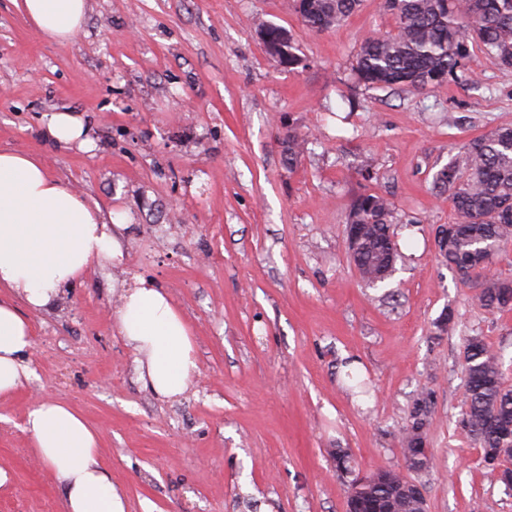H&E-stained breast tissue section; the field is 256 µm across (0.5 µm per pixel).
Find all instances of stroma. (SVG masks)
<instances>
[{"mask_svg": "<svg viewBox=\"0 0 512 512\" xmlns=\"http://www.w3.org/2000/svg\"><path fill=\"white\" fill-rule=\"evenodd\" d=\"M263 24L292 38L298 65L268 55ZM394 29L382 0L321 32L289 0H89L82 31L55 43L0 0V146L111 212L125 254L30 316L35 375L0 399V512H64L22 429L41 398L99 431L127 512H346L331 449L362 473L405 471L402 432L425 391L427 512H512L461 425L467 339L500 356L512 386V309L486 311L480 281L461 282L434 243L458 219L441 171L512 127V69L475 48L464 68L476 84L358 85L361 42ZM64 109L86 116L91 150L44 138L45 114ZM291 131L307 148L290 168ZM361 193L393 205L399 257L376 288L346 248ZM139 278L192 331L200 376L172 399L143 386L116 330ZM346 360L370 395L351 393Z\"/></svg>", "mask_w": 512, "mask_h": 512, "instance_id": "35a3bbf8", "label": "stroma"}]
</instances>
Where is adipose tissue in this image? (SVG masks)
<instances>
[{"instance_id": "1", "label": "adipose tissue", "mask_w": 512, "mask_h": 512, "mask_svg": "<svg viewBox=\"0 0 512 512\" xmlns=\"http://www.w3.org/2000/svg\"><path fill=\"white\" fill-rule=\"evenodd\" d=\"M21 7L41 37L63 43L80 32L88 0H21ZM45 127L54 142L92 145L81 114L51 113ZM123 256L98 205L49 174L37 156L0 147V398L33 376L27 311L55 307L91 269ZM20 299L27 311L18 309ZM116 329L134 350L140 381L158 397L182 395L198 376L188 325L153 281L125 289ZM24 429L55 472L65 512H127L100 460V436L78 412L40 400L28 410Z\"/></svg>"}]
</instances>
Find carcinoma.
I'll use <instances>...</instances> for the list:
<instances>
[{
    "mask_svg": "<svg viewBox=\"0 0 512 512\" xmlns=\"http://www.w3.org/2000/svg\"><path fill=\"white\" fill-rule=\"evenodd\" d=\"M361 0H292L303 24L328 30L360 6ZM383 8L396 21L393 35L365 40L356 54L358 83L372 89L420 91L456 78L476 43L499 65L512 68V0H384ZM261 34L268 53L292 67L299 62L293 46L282 45L285 33L264 25ZM305 151V140L288 134L285 160L294 167ZM465 170L452 167L441 174L452 189V203L461 220L454 224L448 251L442 255L467 283L486 270L502 247L512 242V128H500L464 146ZM392 204L384 196L364 193L351 203L346 223L360 225L363 248L353 257L362 280L378 272L387 256H397L390 226ZM504 282L493 280L479 289L477 298L488 310H503ZM464 431L483 451L490 473L501 483H512V471L498 469L512 448V387L507 385L498 355L478 336L465 347ZM431 393L415 401L402 434L403 447L414 451L413 471H429L421 448L431 414ZM412 484L395 470L373 474V479L347 494L346 512H416Z\"/></svg>",
    "mask_w": 512,
    "mask_h": 512,
    "instance_id": "carcinoma-1",
    "label": "carcinoma"
}]
</instances>
